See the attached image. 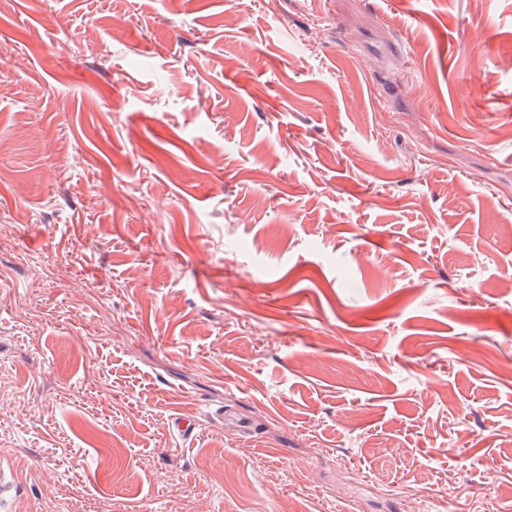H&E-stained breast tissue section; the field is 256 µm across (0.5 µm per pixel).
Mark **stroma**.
<instances>
[{
  "label": "stroma",
  "mask_w": 512,
  "mask_h": 512,
  "mask_svg": "<svg viewBox=\"0 0 512 512\" xmlns=\"http://www.w3.org/2000/svg\"><path fill=\"white\" fill-rule=\"evenodd\" d=\"M0 229V512H512V0H0Z\"/></svg>",
  "instance_id": "1"
}]
</instances>
